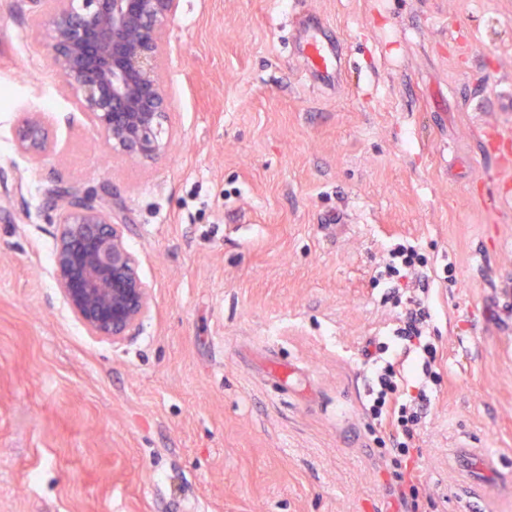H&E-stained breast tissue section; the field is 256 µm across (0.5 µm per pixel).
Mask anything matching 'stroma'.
Masks as SVG:
<instances>
[{
	"label": "stroma",
	"instance_id": "1",
	"mask_svg": "<svg viewBox=\"0 0 512 512\" xmlns=\"http://www.w3.org/2000/svg\"><path fill=\"white\" fill-rule=\"evenodd\" d=\"M301 15L348 54L336 94L302 80ZM31 17L0 0V512H397L362 350L402 240L442 357L419 512H512V0H180L152 160L70 120ZM24 112L51 154L17 151ZM59 180L129 226L152 305L121 344L58 294ZM17 149L31 156H43L53 149L51 125L43 112H25L13 133Z\"/></svg>",
	"mask_w": 512,
	"mask_h": 512
}]
</instances>
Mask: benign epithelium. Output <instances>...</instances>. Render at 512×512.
<instances>
[{
	"instance_id": "1",
	"label": "benign epithelium",
	"mask_w": 512,
	"mask_h": 512,
	"mask_svg": "<svg viewBox=\"0 0 512 512\" xmlns=\"http://www.w3.org/2000/svg\"><path fill=\"white\" fill-rule=\"evenodd\" d=\"M62 95L113 152L130 159L167 151L169 97L163 72L166 28L179 0H29ZM17 149H53L43 112H25L13 133ZM57 226L54 279L62 301L86 333L120 344L151 307L150 288L126 244L127 225L92 188L53 190Z\"/></svg>"
}]
</instances>
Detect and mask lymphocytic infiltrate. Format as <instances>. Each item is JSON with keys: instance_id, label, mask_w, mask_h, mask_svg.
Instances as JSON below:
<instances>
[{"instance_id": "obj_1", "label": "lymphocytic infiltrate", "mask_w": 512, "mask_h": 512, "mask_svg": "<svg viewBox=\"0 0 512 512\" xmlns=\"http://www.w3.org/2000/svg\"><path fill=\"white\" fill-rule=\"evenodd\" d=\"M426 265L415 245L399 242L388 248L379 271L390 288L393 307L403 308L404 313L401 326L394 331L395 343L377 346L383 359L373 365L375 384L369 410L397 455L405 459L420 435L428 384L437 376V348L426 334L431 308L410 294Z\"/></svg>"}]
</instances>
